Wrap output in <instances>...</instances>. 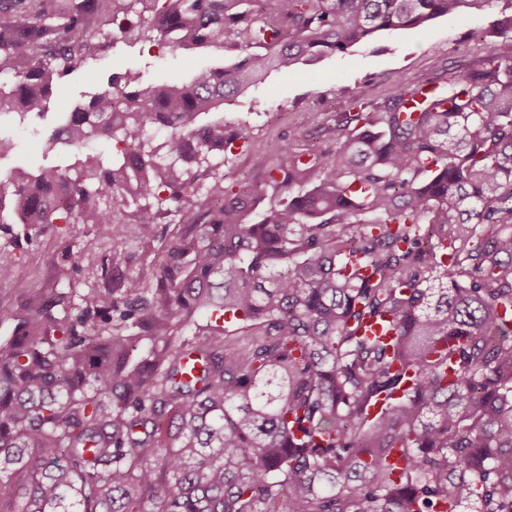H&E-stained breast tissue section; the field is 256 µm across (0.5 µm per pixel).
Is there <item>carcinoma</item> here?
<instances>
[{
    "mask_svg": "<svg viewBox=\"0 0 512 512\" xmlns=\"http://www.w3.org/2000/svg\"><path fill=\"white\" fill-rule=\"evenodd\" d=\"M466 2L0 0V114L43 115L134 11L171 48L243 53L188 85L112 74L47 139L110 136L112 160L0 178L5 245L60 223L112 240L104 287L0 307V512H512V60L402 84L335 113L336 145L197 190L208 153L250 139L200 116ZM143 194L123 274L101 201Z\"/></svg>",
    "mask_w": 512,
    "mask_h": 512,
    "instance_id": "obj_1",
    "label": "carcinoma"
}]
</instances>
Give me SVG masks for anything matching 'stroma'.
Wrapping results in <instances>:
<instances>
[{"mask_svg":"<svg viewBox=\"0 0 512 512\" xmlns=\"http://www.w3.org/2000/svg\"><path fill=\"white\" fill-rule=\"evenodd\" d=\"M502 7L501 0H474L460 12L422 27L379 32L369 45L354 48L351 54L329 55L288 73L271 72L262 83L225 101V120L249 127L252 137L208 156L209 173L201 180V189L219 177L228 190L258 179L288 146L334 145L336 137L324 132L323 121L331 113L350 111L354 102L381 101L398 85L427 81L491 51L512 57V36L499 34L495 27ZM237 60V53L229 51H175L136 30L113 33L103 54L54 87L43 117L0 116V137L14 145L10 154L0 157V175L19 167L40 171L74 164L77 152L60 145L47 148L48 133L76 106L108 90L112 73L128 69L146 84L186 83L199 69ZM109 249L91 233L74 243L56 230H45L23 252L13 253L15 277L0 281V304H22L28 288L91 287L93 273ZM66 250L72 251L73 263L64 268L60 255Z\"/></svg>","mask_w":512,"mask_h":512,"instance_id":"1","label":"stroma"}]
</instances>
